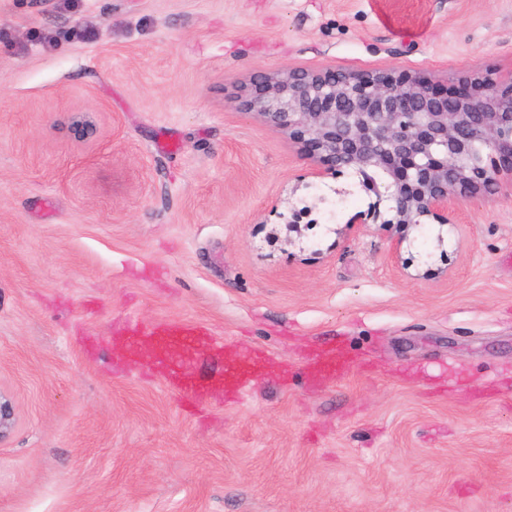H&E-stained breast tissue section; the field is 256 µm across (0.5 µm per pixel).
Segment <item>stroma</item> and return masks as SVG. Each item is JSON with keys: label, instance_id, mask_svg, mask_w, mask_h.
I'll return each instance as SVG.
<instances>
[{"label": "stroma", "instance_id": "obj_1", "mask_svg": "<svg viewBox=\"0 0 512 512\" xmlns=\"http://www.w3.org/2000/svg\"><path fill=\"white\" fill-rule=\"evenodd\" d=\"M286 68L504 78L512 0H0V512H512V176L357 223L240 105ZM163 319L212 333L198 404L116 348ZM229 347L288 373L226 396Z\"/></svg>", "mask_w": 512, "mask_h": 512}]
</instances>
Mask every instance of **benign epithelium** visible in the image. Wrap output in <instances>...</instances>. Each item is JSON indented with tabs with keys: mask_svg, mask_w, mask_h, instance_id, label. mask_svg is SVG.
I'll return each mask as SVG.
<instances>
[{
	"mask_svg": "<svg viewBox=\"0 0 512 512\" xmlns=\"http://www.w3.org/2000/svg\"><path fill=\"white\" fill-rule=\"evenodd\" d=\"M246 111L346 169L375 197L363 223L407 229L452 221V202L492 195L512 174V76L451 89L386 72L288 68L251 83Z\"/></svg>",
	"mask_w": 512,
	"mask_h": 512,
	"instance_id": "obj_1",
	"label": "benign epithelium"
}]
</instances>
